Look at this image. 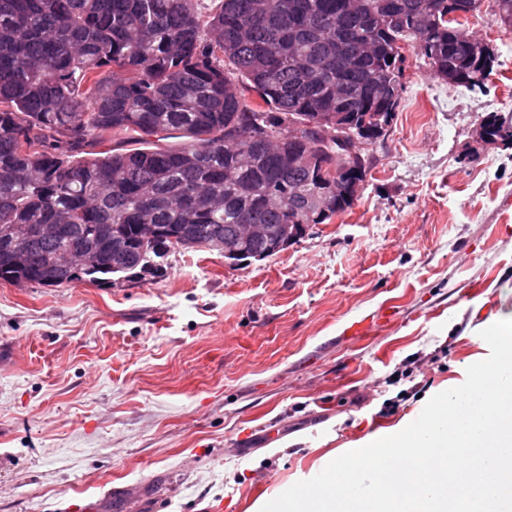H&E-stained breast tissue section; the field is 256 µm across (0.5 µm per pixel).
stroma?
Instances as JSON below:
<instances>
[{
	"instance_id": "1",
	"label": "stroma",
	"mask_w": 512,
	"mask_h": 512,
	"mask_svg": "<svg viewBox=\"0 0 512 512\" xmlns=\"http://www.w3.org/2000/svg\"><path fill=\"white\" fill-rule=\"evenodd\" d=\"M464 29L496 57L482 85L407 48L352 208L276 255L179 249L109 288L0 281V512H260L464 383L512 309V147L475 139L512 118V33L493 0Z\"/></svg>"
}]
</instances>
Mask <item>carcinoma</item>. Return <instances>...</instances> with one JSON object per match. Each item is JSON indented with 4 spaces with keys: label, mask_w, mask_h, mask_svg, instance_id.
I'll return each mask as SVG.
<instances>
[{
    "label": "carcinoma",
    "mask_w": 512,
    "mask_h": 512,
    "mask_svg": "<svg viewBox=\"0 0 512 512\" xmlns=\"http://www.w3.org/2000/svg\"><path fill=\"white\" fill-rule=\"evenodd\" d=\"M0 0V281L69 286L58 251L98 248L110 229L124 247L121 269L103 254L84 274L100 287L138 276L144 224L163 229L170 249H205L237 236L248 220L275 230L324 224L311 197L336 185V141L310 129L342 109L372 123L368 98L404 89V49L416 18L428 12L433 31L420 45L432 70L476 87L495 60L457 48L463 23L455 12L480 0H361L356 16L338 0ZM495 16L512 30V0H494ZM371 45L352 69L336 67V45ZM255 95L261 104H249ZM307 129L288 139V119ZM492 134L512 140V122L490 115ZM127 134L140 147L111 145ZM178 147L162 144L173 134ZM245 147L251 163L237 167ZM306 153L307 167L288 162ZM277 193L282 208L266 197ZM62 224L63 234L36 240L26 267L11 262L13 225ZM273 237L256 238L242 259L273 256Z\"/></svg>",
    "instance_id": "cac0c4a2"
}]
</instances>
